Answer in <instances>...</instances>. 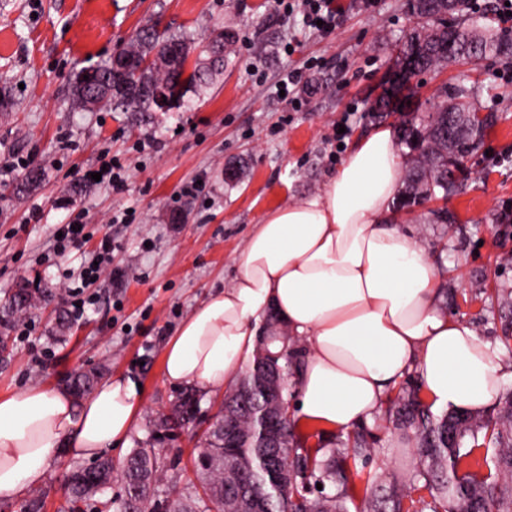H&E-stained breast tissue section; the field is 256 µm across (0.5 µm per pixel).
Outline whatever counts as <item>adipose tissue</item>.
<instances>
[{"label": "adipose tissue", "instance_id": "ef3b65f1", "mask_svg": "<svg viewBox=\"0 0 512 512\" xmlns=\"http://www.w3.org/2000/svg\"><path fill=\"white\" fill-rule=\"evenodd\" d=\"M400 181L395 132L381 125L353 144L322 191L268 210L232 286L168 341L166 382L206 392L235 384L274 316L307 346L294 379L298 424L348 433L372 423L412 372L431 409L491 406L508 367L442 310L430 255L392 222ZM140 410L137 382L120 374L81 398L39 385L0 395V500L41 484L59 451L91 459L126 447Z\"/></svg>", "mask_w": 512, "mask_h": 512}]
</instances>
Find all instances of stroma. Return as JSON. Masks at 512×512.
<instances>
[{"mask_svg":"<svg viewBox=\"0 0 512 512\" xmlns=\"http://www.w3.org/2000/svg\"><path fill=\"white\" fill-rule=\"evenodd\" d=\"M336 28L319 35L289 21L274 0H0V90L12 109L0 112V307L20 282L51 294L27 317L31 335H10V357L0 367V394L28 385L58 387L73 372L103 369L140 383L141 417L126 448L110 450L122 465L130 450L154 446L164 468L156 499H176L195 483L193 451L201 428L177 430L154 444L152 419L169 412L180 395L164 378L163 352L181 322L211 295L231 285L236 259L264 213L320 192L356 139L373 127H399L409 113L426 110L442 87L463 83L479 90L493 115L481 150L465 158V187L448 199L400 211L441 274L447 312L503 348L512 319L485 299L512 289V71L491 60L451 63L414 78L404 108L378 117L372 110L396 58L395 44L415 25L407 0H334ZM204 36L220 27L236 41L223 74L185 107L133 124L108 108L81 111L70 94L74 73L108 60L141 25ZM302 72V107L276 103L281 76ZM152 140L145 153L135 145ZM130 164L125 192L83 178L101 153ZM30 158L41 181L15 194L20 172L4 168L9 155ZM240 166L224 181L226 165ZM207 177L209 197L175 199L184 182ZM136 209L130 224L113 214ZM448 208L457 233L442 235L430 212ZM89 212L87 239L54 256V225L78 210ZM111 235L113 265L125 275L97 283L96 303L55 340V312L66 305L64 271L78 269L103 235ZM379 442L369 460L350 463L357 488L402 485L417 459L414 441L395 442L384 418L372 426ZM78 459L59 454L37 485L42 512H73L64 492Z\"/></svg>","mask_w":512,"mask_h":512,"instance_id":"35a3bbf8","label":"stroma"}]
</instances>
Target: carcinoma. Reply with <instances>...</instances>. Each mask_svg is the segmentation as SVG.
<instances>
[{
  "instance_id": "cac0c4a2",
  "label": "carcinoma",
  "mask_w": 512,
  "mask_h": 512,
  "mask_svg": "<svg viewBox=\"0 0 512 512\" xmlns=\"http://www.w3.org/2000/svg\"><path fill=\"white\" fill-rule=\"evenodd\" d=\"M471 0H409L417 26L399 46L396 63L413 56L422 67L434 70L456 60L495 59L512 64V35L499 30L469 27L453 19L471 16ZM454 31L459 50L448 55V31ZM234 37L215 29L200 42L155 25L140 27L128 43L117 51L133 59L134 64L120 76H113L108 60L76 73L71 80L75 104L81 109L110 106L119 112L143 115L161 112L155 93L160 91L179 109L190 92L207 88L213 75L224 69L231 54ZM203 56L191 72H186L191 52ZM89 79H84V76ZM410 77L399 68L384 85L373 111L390 112L401 103V94L409 86ZM474 91L462 85L445 86L425 113L408 119L400 129L401 139L409 149L405 171V194L399 207L419 206L442 194L446 198L467 180L461 160L477 150L483 136L470 131L471 117L480 112ZM36 306L33 292L19 287L4 307L8 315L24 314ZM283 348L278 364L291 373L292 360L305 354V348L288 335L282 336ZM248 365L244 377L227 394L228 404L240 399L260 407L264 403L271 379L255 361ZM101 378L97 370L78 373L68 378L73 392L87 393ZM419 388L414 387L398 397L394 405L393 424L409 430L417 444L419 464L409 472L405 484L392 488L380 498H366L368 512H512V390L504 392L496 415L467 413L460 417L453 411L434 414L422 402ZM292 395L288 387L281 390V412L286 417L283 436L296 445L294 458L288 462V493L274 490L260 460L267 448L224 450V437L217 431H206L196 447L211 449L210 462L203 464L194 457V468L201 481V491L187 493L172 501V512H240L237 496L227 491L241 480L240 462L253 463L252 487L264 501L265 512H349L355 503L356 488L346 475L349 459L371 455L376 438L366 426L346 437H336L334 448H303L297 445L295 420L292 419ZM199 396L193 388L183 392L170 414L154 421L155 433L167 438L171 432L191 421L197 410ZM483 451L482 459L475 452ZM101 484L88 487L78 482L67 485L69 498L77 503L90 499L103 490L112 479L113 465L108 459L96 463ZM159 464L154 453L136 448L123 466L121 480L125 494L119 512H136L153 492L150 482L157 481ZM327 481L338 484L334 495H316L310 490Z\"/></svg>"
}]
</instances>
